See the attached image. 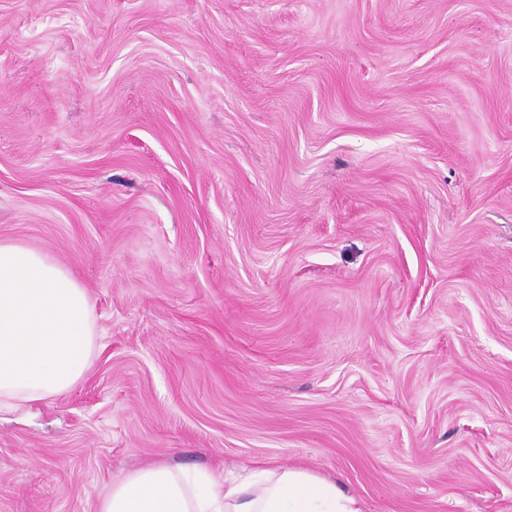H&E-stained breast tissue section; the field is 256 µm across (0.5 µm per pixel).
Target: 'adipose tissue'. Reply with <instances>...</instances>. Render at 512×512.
Here are the masks:
<instances>
[{
    "mask_svg": "<svg viewBox=\"0 0 512 512\" xmlns=\"http://www.w3.org/2000/svg\"><path fill=\"white\" fill-rule=\"evenodd\" d=\"M93 306L44 252L0 242V411L63 395L97 346ZM97 512H362L335 481L301 467L187 470L151 463L123 474Z\"/></svg>",
    "mask_w": 512,
    "mask_h": 512,
    "instance_id": "ef3b65f1",
    "label": "adipose tissue"
}]
</instances>
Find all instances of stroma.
<instances>
[{"mask_svg": "<svg viewBox=\"0 0 512 512\" xmlns=\"http://www.w3.org/2000/svg\"><path fill=\"white\" fill-rule=\"evenodd\" d=\"M0 241L100 333L0 512L150 462L512 512V0H0Z\"/></svg>", "mask_w": 512, "mask_h": 512, "instance_id": "35a3bbf8", "label": "stroma"}]
</instances>
